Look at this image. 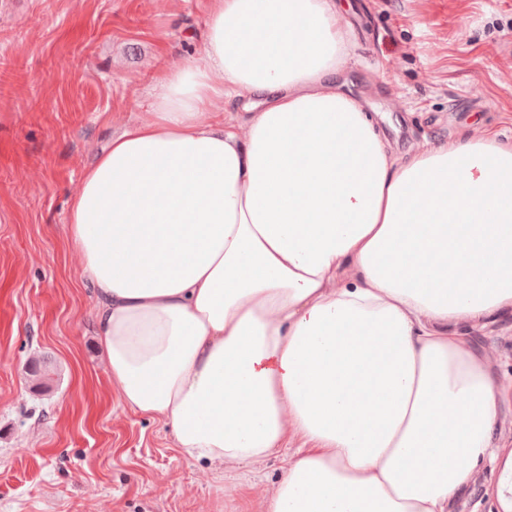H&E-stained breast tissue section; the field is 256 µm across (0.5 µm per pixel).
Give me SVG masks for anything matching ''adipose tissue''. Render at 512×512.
<instances>
[{
    "instance_id": "adipose-tissue-1",
    "label": "adipose tissue",
    "mask_w": 512,
    "mask_h": 512,
    "mask_svg": "<svg viewBox=\"0 0 512 512\" xmlns=\"http://www.w3.org/2000/svg\"><path fill=\"white\" fill-rule=\"evenodd\" d=\"M347 39L335 0H213L85 170L67 236L112 383L214 468L299 441L261 512H452L487 466L512 512V383L468 334L512 315V146L395 155L336 83Z\"/></svg>"
}]
</instances>
